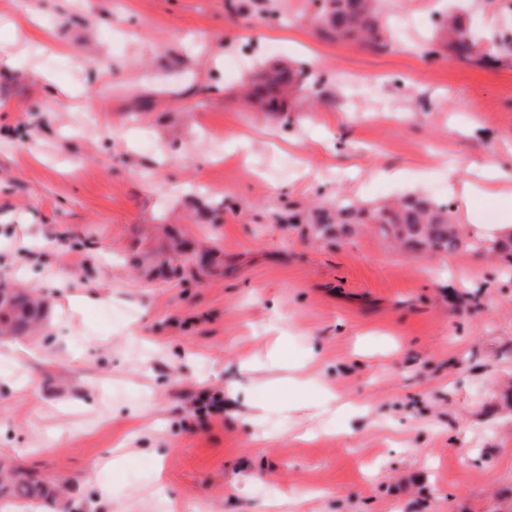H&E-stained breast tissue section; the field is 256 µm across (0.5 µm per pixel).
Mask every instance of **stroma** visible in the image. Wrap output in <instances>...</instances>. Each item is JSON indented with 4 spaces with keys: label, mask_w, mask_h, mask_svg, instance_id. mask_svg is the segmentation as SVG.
<instances>
[{
    "label": "stroma",
    "mask_w": 512,
    "mask_h": 512,
    "mask_svg": "<svg viewBox=\"0 0 512 512\" xmlns=\"http://www.w3.org/2000/svg\"><path fill=\"white\" fill-rule=\"evenodd\" d=\"M306 4L0 0V281L44 302L0 337V467L51 512H512V270L309 222L512 172V0H387L383 51ZM449 11L495 64L427 55ZM314 56L286 115L244 101ZM56 489L49 483L19 471L11 470L9 478L0 480V501L13 503L14 500H31L28 504L38 501H51L55 503Z\"/></svg>",
    "instance_id": "obj_1"
}]
</instances>
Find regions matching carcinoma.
<instances>
[{"instance_id": "cac0c4a2", "label": "carcinoma", "mask_w": 512, "mask_h": 512, "mask_svg": "<svg viewBox=\"0 0 512 512\" xmlns=\"http://www.w3.org/2000/svg\"><path fill=\"white\" fill-rule=\"evenodd\" d=\"M311 18L329 36L342 41L363 43L383 50L392 44L391 34L383 19L381 0H309ZM446 46L459 59L483 63L476 57L470 27L461 16L448 18L441 25ZM306 75L287 67H276L261 75L250 95L258 98L264 110L275 114L288 111V96L302 88ZM313 223L321 229L348 237L363 224H374L386 239L399 242L408 249L432 254L453 253L472 247L454 222L447 203H439L427 194H416L393 204L365 206L350 198L338 196L313 214ZM491 253L498 254L512 266V235L499 238ZM41 315L40 302L28 291L0 288V336H20L34 329ZM56 489L49 483L11 470L0 480V501H55Z\"/></svg>"}]
</instances>
